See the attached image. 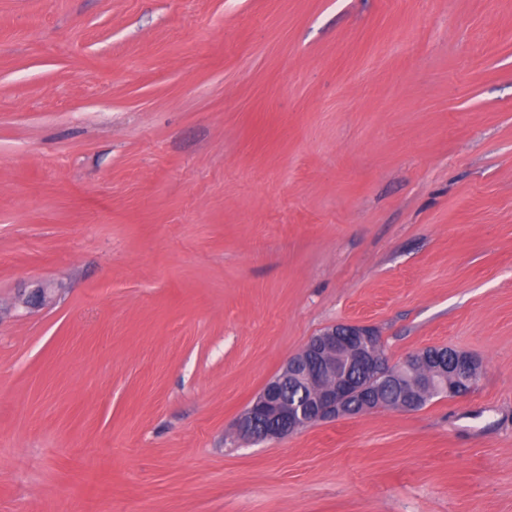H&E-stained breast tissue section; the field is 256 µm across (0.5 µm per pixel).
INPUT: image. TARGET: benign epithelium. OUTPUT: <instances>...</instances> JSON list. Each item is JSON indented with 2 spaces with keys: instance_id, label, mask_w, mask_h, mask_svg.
Returning <instances> with one entry per match:
<instances>
[{
  "instance_id": "7a95c632",
  "label": "benign epithelium",
  "mask_w": 512,
  "mask_h": 512,
  "mask_svg": "<svg viewBox=\"0 0 512 512\" xmlns=\"http://www.w3.org/2000/svg\"><path fill=\"white\" fill-rule=\"evenodd\" d=\"M53 293L54 289L39 284L24 294L22 303L35 310L49 304ZM381 346V337L370 325L338 323L325 328L286 361L239 415L235 435L245 441L278 439L319 421L354 415L355 399L362 402L361 411L370 410L368 377L386 373ZM342 361L355 365L364 378L358 381L342 371ZM406 363L428 364L437 375L452 372L462 380L478 366L475 357L459 350L450 368L425 349L407 357ZM292 375L309 389L307 400L288 398V378Z\"/></svg>"
}]
</instances>
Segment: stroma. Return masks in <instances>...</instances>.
Instances as JSON below:
<instances>
[{"mask_svg":"<svg viewBox=\"0 0 512 512\" xmlns=\"http://www.w3.org/2000/svg\"><path fill=\"white\" fill-rule=\"evenodd\" d=\"M339 322L479 380L232 445ZM0 512H512V0H0Z\"/></svg>","mask_w":512,"mask_h":512,"instance_id":"stroma-1","label":"stroma"}]
</instances>
